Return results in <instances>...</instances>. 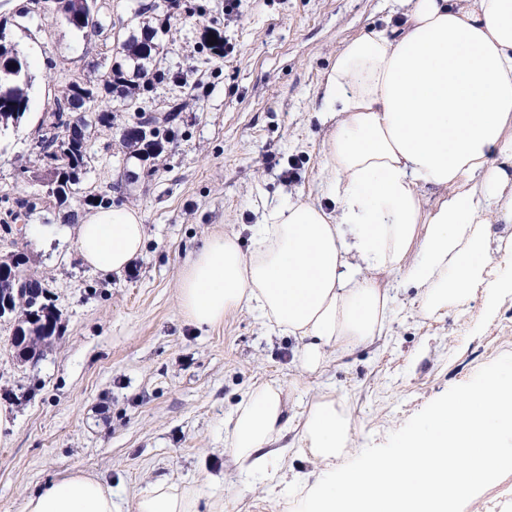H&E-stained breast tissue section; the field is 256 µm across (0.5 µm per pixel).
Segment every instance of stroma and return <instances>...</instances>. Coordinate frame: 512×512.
<instances>
[{"label": "stroma", "mask_w": 512, "mask_h": 512, "mask_svg": "<svg viewBox=\"0 0 512 512\" xmlns=\"http://www.w3.org/2000/svg\"><path fill=\"white\" fill-rule=\"evenodd\" d=\"M196 2L203 15L176 12L166 79L145 96L151 108L187 104L153 176L133 185L121 178L124 107L91 136L84 191L135 207L146 227L135 274L105 276L78 255V203L36 210L22 236L1 226L16 199L43 191L38 126L72 82L109 65L137 0H111L96 36L53 9L12 25L31 0H0V22L34 76L19 127L0 133V256L26 253L61 327L31 364L11 344L12 321L0 322V512H22L28 495L77 472L110 487L118 512H135L137 497L158 482L193 488L204 505L223 501L224 512H294L327 472L298 442L320 394L350 413L349 459L512 353V267L498 263L493 277L508 289L494 307L479 293L430 319L405 273L384 277L394 299L389 335L314 374L295 359L297 340L271 332L253 310L210 329L186 319L179 282L211 235L236 233L248 252L263 213L297 200L334 208L320 184L332 125L320 113L319 85L347 42L401 29L409 10L403 0H243L228 22L224 0ZM215 29L225 42L219 56L203 49ZM262 383L280 387L288 420L268 476L242 471L227 440L237 404Z\"/></svg>", "instance_id": "stroma-1"}]
</instances>
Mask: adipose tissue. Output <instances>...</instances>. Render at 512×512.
Wrapping results in <instances>:
<instances>
[{"instance_id":"obj_1","label":"adipose tissue","mask_w":512,"mask_h":512,"mask_svg":"<svg viewBox=\"0 0 512 512\" xmlns=\"http://www.w3.org/2000/svg\"><path fill=\"white\" fill-rule=\"evenodd\" d=\"M319 93L324 111L338 116L320 171L337 213L312 201L277 207L254 228L248 253L235 233L211 236L179 286L194 325L257 310L272 331L299 340L296 358L309 373L388 335L393 298L377 274L407 269L428 318L477 289L497 293L489 264H512V0H414L399 34L351 40ZM424 186L439 191L427 209ZM76 222L79 255L98 272H121L143 248V217L128 204ZM283 411L270 384L237 405L230 444L246 470L266 468ZM350 434L349 414L326 394L299 441L329 465ZM23 512L115 510L111 488L77 473L28 496ZM135 512H198L197 495L159 483L138 496Z\"/></svg>"}]
</instances>
